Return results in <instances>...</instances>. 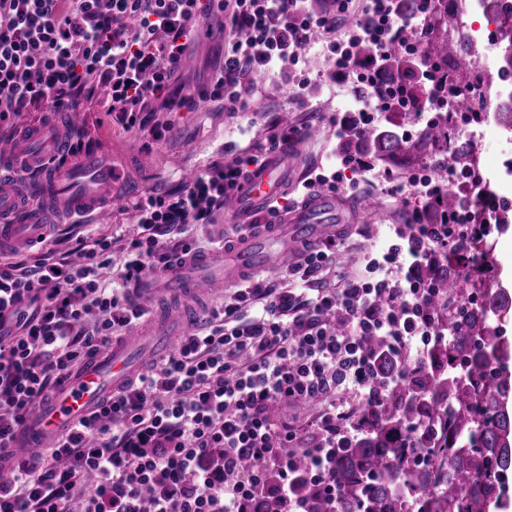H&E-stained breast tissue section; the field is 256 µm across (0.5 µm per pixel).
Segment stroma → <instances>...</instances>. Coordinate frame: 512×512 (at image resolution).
<instances>
[{
  "instance_id": "35a3bbf8",
  "label": "stroma",
  "mask_w": 512,
  "mask_h": 512,
  "mask_svg": "<svg viewBox=\"0 0 512 512\" xmlns=\"http://www.w3.org/2000/svg\"><path fill=\"white\" fill-rule=\"evenodd\" d=\"M472 2L450 0L457 19L454 28H444V15L439 10L427 18L411 17L410 26L428 47L435 37L443 34L456 39L460 31L479 21L471 10ZM199 28L198 35L187 45L190 63L179 69L174 80L175 86L192 92L210 88L214 74L224 64V45L228 40L220 10H213ZM347 38L348 31L344 28L332 39L316 36L313 44L303 50L298 65L284 71L273 69L248 75L245 107L232 109L221 100L208 102L203 111L178 115L165 139L158 142L106 122L92 102H80L79 117L88 137L97 139L102 147H115L128 155L147 159V167L138 172L140 192L145 195L156 189H175L213 160L221 158L230 163L246 149L266 157L271 149V137L280 131L282 114H289L290 126L301 131L295 142L299 164L288 184V199L295 202L305 195L306 180L319 174H333L340 167L341 153L361 148L359 141L343 143L336 137V122L345 113L356 111L361 98L359 91L350 83L329 87L319 79L328 65L331 41L342 42ZM471 55L476 70L456 71L452 78L459 88L473 93L474 109L480 112L487 130L484 143H464L463 156L473 160L478 168L497 169L503 158L496 136L505 126L503 113L512 105V76L500 79V63L486 58L484 51L475 49ZM298 94L304 99L300 106L293 102ZM389 128L397 133L412 130L413 137L405 144L402 160L374 159V171L348 191L347 196L355 206L354 221L336 227L340 248L335 267L325 274L326 287H334L341 273L356 271L364 256L376 253L386 240L394 237L409 212L419 206V199L411 193L397 199L390 197L389 182L404 181L443 157L442 149L426 139L425 128L417 123L413 113H391Z\"/></svg>"
}]
</instances>
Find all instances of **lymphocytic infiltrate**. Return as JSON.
Wrapping results in <instances>:
<instances>
[{"mask_svg": "<svg viewBox=\"0 0 512 512\" xmlns=\"http://www.w3.org/2000/svg\"><path fill=\"white\" fill-rule=\"evenodd\" d=\"M326 13L301 0H0V128L38 109L55 114L98 101L124 131L160 140L176 112L209 100L243 104L251 72L298 63L314 33L351 25L323 74L353 81L374 111L342 116L340 140L380 127L387 113L412 111L389 47L416 52L401 0H368L352 13L333 0ZM227 15L224 67L210 93L171 89L198 20ZM133 26H124V19ZM257 156L213 161L174 192L133 205L136 230L120 238L88 228L79 262L53 250L35 259L0 255V461L26 414L83 358L144 321L132 287L175 259L208 249L202 235L224 211ZM441 189L413 210L363 271L320 288L337 242L306 246L299 280L277 288L254 279L231 302L207 309L161 366H146L120 395L67 430L56 447L15 462L0 479V512H311V496L335 503L336 454L364 432L356 411L384 400L408 368L448 334L435 313L432 272L456 255L453 213L438 212ZM253 315L241 320L242 305ZM383 339L400 363L379 379L365 341ZM321 404L311 428L276 423L270 411ZM303 483L308 495L295 494Z\"/></svg>", "mask_w": 512, "mask_h": 512, "instance_id": "lymphocytic-infiltrate-1", "label": "lymphocytic infiltrate"}]
</instances>
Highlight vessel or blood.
Returning a JSON list of instances; mask_svg holds the SVG:
<instances>
[{
	"mask_svg": "<svg viewBox=\"0 0 512 512\" xmlns=\"http://www.w3.org/2000/svg\"><path fill=\"white\" fill-rule=\"evenodd\" d=\"M61 134L59 125L51 121L34 128L27 138H0V252L28 248L47 236L48 225L19 203L13 166L24 159L60 156ZM293 168V153L282 148L262 168L248 173L242 190L224 202L227 223L247 224L267 214L271 203L287 188ZM126 184L125 170L87 143L77 163L46 168L37 175L30 190L47 205L72 214L90 213L103 222L109 216L103 201H117ZM350 217L348 201L322 189L311 190L299 206L281 214L279 224L271 231L247 238L233 255L215 258L200 254L188 258L159 273L150 288L173 292L188 285L204 294L221 293L226 283L247 273L289 265L294 260V240L324 236L329 225L344 223ZM137 340V335L127 334L124 340L87 357L48 400L35 406L12 441V448L32 452L53 447L64 428L87 415L135 374L138 366L131 360V348Z\"/></svg>",
	"mask_w": 512,
	"mask_h": 512,
	"instance_id": "vessel-or-blood-1",
	"label": "vessel or blood"
}]
</instances>
